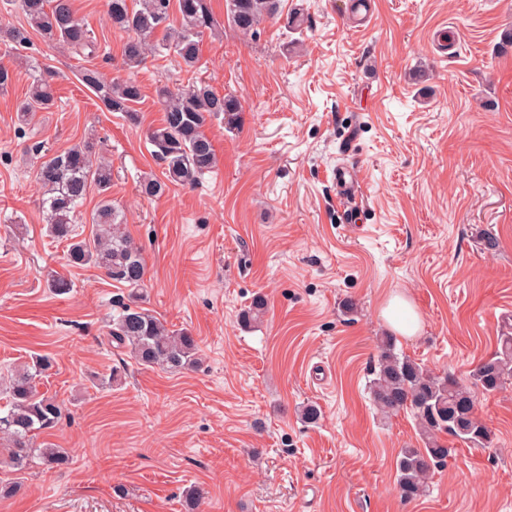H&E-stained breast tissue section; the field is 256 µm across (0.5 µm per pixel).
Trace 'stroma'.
<instances>
[{
  "label": "stroma",
  "mask_w": 512,
  "mask_h": 512,
  "mask_svg": "<svg viewBox=\"0 0 512 512\" xmlns=\"http://www.w3.org/2000/svg\"><path fill=\"white\" fill-rule=\"evenodd\" d=\"M365 34L352 0H282L255 36L229 23L204 36L200 70L148 58L138 121L105 109L85 69L123 75V32L107 0H73L95 45L74 53L29 31L0 41L14 72L0 93V376L46 354L39 392L66 411L39 436L69 462L13 469L0 445V512H512V380L477 394L484 448L449 440L425 493L404 499L401 449L421 447L411 412L381 414L369 384L388 300L420 320L397 352L470 385L512 312V0H376ZM455 26L457 43L437 33ZM57 72L56 104L27 122L29 66ZM205 78L236 96L239 123L207 124L218 164L162 197L146 141L157 86ZM90 141L112 163L111 199L140 249L141 305L198 344L195 366L138 365L108 330L129 288L71 267L46 234L39 157ZM354 170L361 211L336 203V167ZM71 281L65 294L48 282ZM265 310L241 315L255 297ZM120 384L107 385L112 371ZM316 403L308 424L300 408Z\"/></svg>",
  "instance_id": "1"
}]
</instances>
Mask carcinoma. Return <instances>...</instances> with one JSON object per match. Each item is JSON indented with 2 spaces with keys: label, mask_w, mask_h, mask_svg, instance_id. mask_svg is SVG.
<instances>
[{
  "label": "carcinoma",
  "mask_w": 512,
  "mask_h": 512,
  "mask_svg": "<svg viewBox=\"0 0 512 512\" xmlns=\"http://www.w3.org/2000/svg\"><path fill=\"white\" fill-rule=\"evenodd\" d=\"M25 16L28 25L44 40L72 50L92 47L89 31L79 20L72 0H11ZM280 0H225L227 19L244 35L254 34L266 20L279 13ZM112 27L125 33L123 65L132 70L148 56L173 55L188 68L200 62V43L205 32H214L217 21L208 0H108ZM80 79L111 112H123L137 119L134 105L141 99L140 85L130 77L108 81L96 70L86 69ZM52 75L37 63L32 65L28 96L18 108L28 120L38 111L55 105ZM164 112L160 126L147 132L156 157L163 164L162 177L144 178L139 191L160 197L169 186H191L217 166V156L205 126L212 119L237 125L241 104L232 94H219L200 78L185 86H160L155 90ZM35 179L44 189L40 206L47 217L48 232L69 242V265L94 266L111 280L135 294L147 287L146 268L141 252L122 231L123 216L112 205V165L93 158L90 146L75 144L63 151L40 157ZM97 190L100 201L91 213L96 230L92 238H78L77 214L90 190ZM111 340L130 346L139 364L177 370L190 365L197 341L187 330H170L148 310L135 303L122 304L112 319ZM53 367L51 357L37 355L15 371L9 385L0 389L6 405L0 409V438L9 442L10 462L23 470L39 457L57 466L69 456L50 443L34 448L39 432L57 425L64 407L52 397L37 391L36 380ZM375 378L370 389L377 409L383 414L409 409L415 415L424 447L403 448L397 460L399 489L406 498H416L426 490L431 471L442 466L450 448L441 435H448L470 448H483L487 427L476 416L472 388L491 393L512 378V334H503L498 349L473 370L472 387H465L448 375L438 376L406 355L394 351L392 339H381Z\"/></svg>",
  "instance_id": "carcinoma-1"
}]
</instances>
